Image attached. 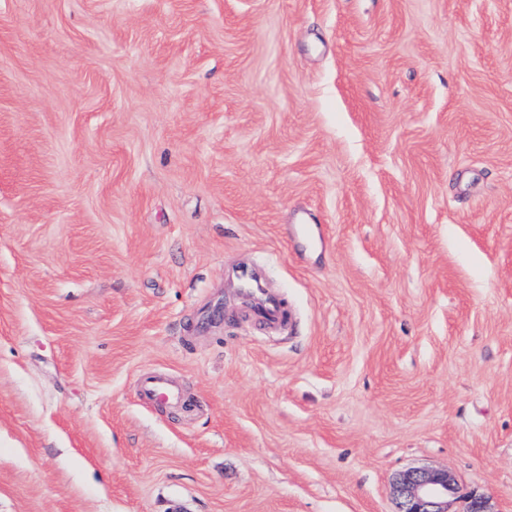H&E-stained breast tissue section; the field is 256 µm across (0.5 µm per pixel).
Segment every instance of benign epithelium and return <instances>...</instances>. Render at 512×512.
Wrapping results in <instances>:
<instances>
[{
	"instance_id": "benign-epithelium-1",
	"label": "benign epithelium",
	"mask_w": 512,
	"mask_h": 512,
	"mask_svg": "<svg viewBox=\"0 0 512 512\" xmlns=\"http://www.w3.org/2000/svg\"><path fill=\"white\" fill-rule=\"evenodd\" d=\"M392 490L395 512H448L457 483L446 470L412 469L395 479Z\"/></svg>"
}]
</instances>
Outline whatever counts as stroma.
I'll use <instances>...</instances> for the list:
<instances>
[{
    "instance_id": "1",
    "label": "stroma",
    "mask_w": 512,
    "mask_h": 512,
    "mask_svg": "<svg viewBox=\"0 0 512 512\" xmlns=\"http://www.w3.org/2000/svg\"><path fill=\"white\" fill-rule=\"evenodd\" d=\"M414 468L512 512V0H0V512ZM243 289L247 295L257 300L255 313L263 321L277 323L282 320L283 310L280 302L274 296L266 294L265 291L262 294H257L254 288ZM182 396L181 389L173 385L162 372L144 374L139 379L137 397L141 403L178 404Z\"/></svg>"
}]
</instances>
